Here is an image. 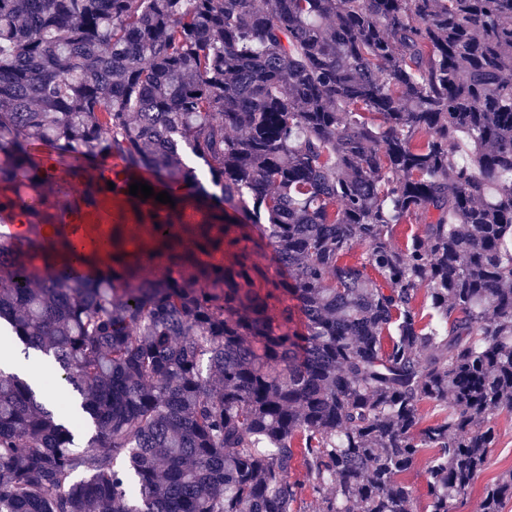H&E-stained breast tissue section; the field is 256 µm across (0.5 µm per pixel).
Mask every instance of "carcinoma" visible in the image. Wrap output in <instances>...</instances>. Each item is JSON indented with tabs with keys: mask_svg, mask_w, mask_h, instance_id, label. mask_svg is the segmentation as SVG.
<instances>
[{
	"mask_svg": "<svg viewBox=\"0 0 512 512\" xmlns=\"http://www.w3.org/2000/svg\"><path fill=\"white\" fill-rule=\"evenodd\" d=\"M41 150L116 160L115 188L47 207L21 192L58 183ZM144 172L188 192L133 198L151 244L78 273L61 212ZM0 186L26 226L0 230V322L78 397L0 370V512H293L305 480L318 512H418L424 454L454 512L486 468L512 414V0H0ZM228 215L282 281L216 260ZM509 501L512 470L481 512ZM425 461L426 456L422 457L416 465L404 475V480L411 484L417 494L418 508L420 512L427 511V497L425 490Z\"/></svg>",
	"mask_w": 512,
	"mask_h": 512,
	"instance_id": "obj_1",
	"label": "carcinoma"
}]
</instances>
